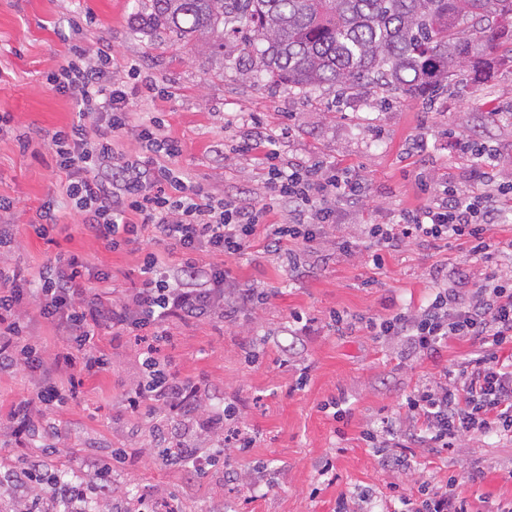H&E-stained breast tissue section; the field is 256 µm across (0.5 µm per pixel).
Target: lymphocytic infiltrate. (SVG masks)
<instances>
[{"mask_svg": "<svg viewBox=\"0 0 512 512\" xmlns=\"http://www.w3.org/2000/svg\"><path fill=\"white\" fill-rule=\"evenodd\" d=\"M112 62V47L105 42L95 58L75 53L46 77L48 84L74 100L79 112L77 122L51 137L55 165L66 176L63 194L81 215L87 234L115 249L143 250L141 232L149 227L155 239L179 250L181 263L169 277L162 272L157 254L143 251L141 286L119 302L87 287L86 262L76 253L55 258L35 283L18 269L0 266V370L21 362L43 375L33 397L17 403L12 413L11 432L18 439L30 430L34 406L47 407L58 400L48 367H73L75 350L83 354L85 374L107 367V355L96 349L102 327L154 336L171 320L225 317L237 304L253 302V292L231 288L229 269L200 264V254L239 257L260 238L265 250L294 255L296 246L315 244L333 228L337 205L354 207L367 196L362 181L344 176L339 169L282 162L274 139L259 136L246 140L242 150L264 156L267 202L228 195L214 198L169 165L180 145L161 136L160 118L130 127L129 105L140 88L110 82ZM129 130L143 152L136 160L127 158L120 146L122 133ZM511 193L508 182L494 188L444 186L429 204L404 214L400 223L367 225L365 252L378 266L384 251L407 242L454 239L468 243L472 258L489 260L499 246L487 230L499 223L503 201ZM280 205L288 208V223H267V215ZM29 300L37 304L42 318L58 326L69 348L54 364H46L42 353L25 342L29 331L21 308ZM369 328L377 336L408 338L420 352L468 336L481 339L486 350L414 390L395 421L363 430L364 442L375 448L398 450L410 444L449 451L467 436H512V359L500 355L512 346L511 281L487 275L466 297L442 288L423 309L397 313L370 323ZM143 356L146 375L128 394V408L135 412L144 406L164 408L193 418L204 397L201 387L161 368L154 347H147ZM236 417L237 408L231 403L223 411L208 413L213 435L209 456L253 446L251 432L242 426L225 433V423ZM463 485L456 475L440 487L418 482L412 494L398 495L396 512H472Z\"/></svg>", "mask_w": 512, "mask_h": 512, "instance_id": "1", "label": "lymphocytic infiltrate"}]
</instances>
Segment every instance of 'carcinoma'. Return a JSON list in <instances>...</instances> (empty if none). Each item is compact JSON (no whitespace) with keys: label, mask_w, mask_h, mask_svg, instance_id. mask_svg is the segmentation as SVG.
I'll list each match as a JSON object with an SVG mask.
<instances>
[{"label":"carcinoma","mask_w":512,"mask_h":512,"mask_svg":"<svg viewBox=\"0 0 512 512\" xmlns=\"http://www.w3.org/2000/svg\"><path fill=\"white\" fill-rule=\"evenodd\" d=\"M151 19L187 44L211 34L258 46L271 82L308 92L373 84L432 96L463 67L512 53V0H150ZM47 481L8 512H38Z\"/></svg>","instance_id":"cac0c4a2"}]
</instances>
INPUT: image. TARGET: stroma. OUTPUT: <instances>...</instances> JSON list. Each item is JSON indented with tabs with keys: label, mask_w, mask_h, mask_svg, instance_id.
<instances>
[{
	"label": "stroma",
	"mask_w": 512,
	"mask_h": 512,
	"mask_svg": "<svg viewBox=\"0 0 512 512\" xmlns=\"http://www.w3.org/2000/svg\"><path fill=\"white\" fill-rule=\"evenodd\" d=\"M147 12L146 0H0V114L11 117L0 129V196L18 201L14 221L21 226L1 261L35 280L57 255L79 253L89 271L110 269L105 286L113 298L141 285L142 252L112 249L82 229L60 192L65 176L50 145L52 132L79 114L46 76L72 45L91 54L102 38L116 56L111 81L128 80L133 63L147 85L130 105V125L161 117L165 134L181 145L172 166L204 191L239 192L256 202L268 196L262 155L235 150L243 131L256 127L275 138L282 158L346 169L368 184L370 197L362 209L338 210L335 231L300 248L297 269L256 248L239 259L203 256V263L229 267L236 287L265 293L266 304L240 306L230 318L172 320L156 342L160 364L209 388L211 407L237 406L240 424L256 437L253 448L226 452L201 474L159 458L157 449L172 442L205 448L209 437L165 410L127 411V392L145 377L144 344L106 328L100 348L109 367L93 377L76 367L56 373L63 401L49 413L54 430L11 437L8 417L41 376L22 366L0 371V474L12 473L24 456L40 457L47 472L60 475L115 466L110 497L87 501V512H119L140 497L170 501L174 512H333L337 498L359 490L383 512L391 484L441 486L452 474L466 476L475 512L512 505V437H466L448 452L408 449L405 474L361 439L406 395L481 347L467 337L416 353L403 340L372 336L367 322L427 305L439 288L472 293L486 267L471 262L459 241H415L385 254L379 269L360 247L344 253L336 246L341 236L360 244L365 225L397 223L402 212L426 204L435 185L424 173L447 175L461 187L486 171L512 181V58L495 57L484 80L463 73L432 98L372 86L303 93L261 72L244 75L248 51L240 39L226 37L220 53L206 37L185 46L144 28ZM72 18L83 28L77 43L68 38ZM26 137L32 144L24 152L19 141ZM418 140L426 144L420 156L411 151ZM50 199L60 224L49 243L28 224ZM334 310L347 320L343 329L328 322ZM292 331L300 343L283 351ZM336 399L347 409L341 422L330 407ZM118 449L126 455L119 465L112 460ZM239 472L260 473L259 489L232 481Z\"/></svg>",
	"instance_id": "35a3bbf8"
}]
</instances>
